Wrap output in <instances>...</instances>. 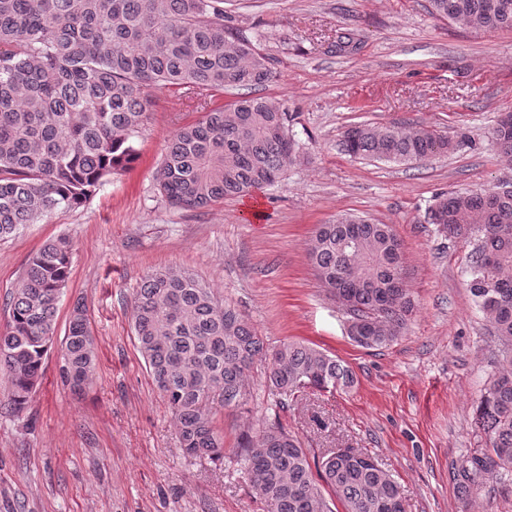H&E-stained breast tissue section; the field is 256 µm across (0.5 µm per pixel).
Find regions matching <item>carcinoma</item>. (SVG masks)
I'll return each mask as SVG.
<instances>
[{"label":"carcinoma","instance_id":"cac0c4a2","mask_svg":"<svg viewBox=\"0 0 512 512\" xmlns=\"http://www.w3.org/2000/svg\"><path fill=\"white\" fill-rule=\"evenodd\" d=\"M431 15L469 29L512 31V0H427ZM274 79L268 58L224 25L223 0H0V238L60 208L83 204L102 179L132 167L153 104L174 86L244 91L204 113L166 142L154 179L175 207L197 210L279 181L300 156L288 112L248 94ZM512 157V117L492 130ZM458 143L430 128L358 124L343 136L355 158L409 163L447 154ZM448 239L477 237L469 290L489 319L499 349L477 402L485 448L453 472L469 500L489 476L512 486V185L443 192L428 208ZM308 261L329 296L357 321L351 339L387 346L404 332L414 302L404 284L401 240L389 224L346 213L319 225ZM73 248L58 236L28 260L0 333V373L16 416L28 404L55 343L58 302ZM136 348L166 399L189 457L224 461V435L212 409L247 401L253 361H267L278 405L308 387L350 388L352 369L299 342L270 349L247 319L185 268L147 274L132 300ZM61 378L79 391L96 366L85 307L76 303L61 341ZM265 512H332L307 449L277 420L245 434L234 449ZM320 477L342 512H405L400 487L373 458L353 448L322 457Z\"/></svg>","mask_w":512,"mask_h":512}]
</instances>
